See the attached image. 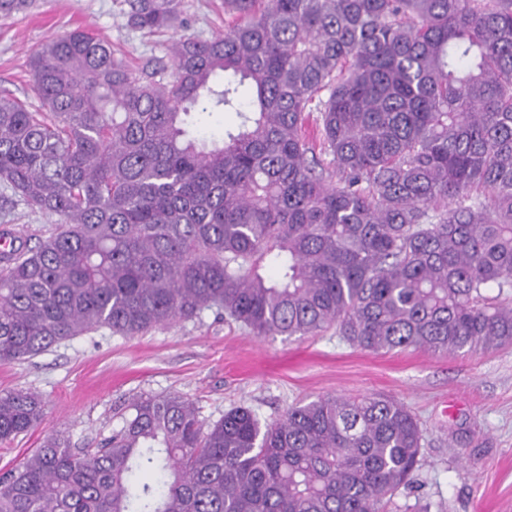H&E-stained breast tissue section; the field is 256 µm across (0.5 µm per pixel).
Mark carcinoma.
I'll list each match as a JSON object with an SVG mask.
<instances>
[{"instance_id": "1", "label": "carcinoma", "mask_w": 512, "mask_h": 512, "mask_svg": "<svg viewBox=\"0 0 512 512\" xmlns=\"http://www.w3.org/2000/svg\"><path fill=\"white\" fill-rule=\"evenodd\" d=\"M122 5L133 31L182 24L183 0ZM35 7L0 0V18ZM224 13V33L169 44V67L66 31L28 58L41 110L0 95L4 201L55 224L0 252V362L206 310L256 337L334 327L371 352L511 346L512 0ZM199 105L237 114L222 142L197 137ZM43 421L37 394L0 392L1 442ZM422 440L379 393L265 425L246 407L207 425L183 397L147 394L94 451L47 437L0 475V512H381Z\"/></svg>"}]
</instances>
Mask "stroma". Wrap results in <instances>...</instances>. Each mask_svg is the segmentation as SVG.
I'll use <instances>...</instances> for the list:
<instances>
[{"instance_id":"stroma-1","label":"stroma","mask_w":512,"mask_h":512,"mask_svg":"<svg viewBox=\"0 0 512 512\" xmlns=\"http://www.w3.org/2000/svg\"><path fill=\"white\" fill-rule=\"evenodd\" d=\"M192 33L224 29V0H184ZM83 28L111 41L130 62L165 58L172 29L147 36L127 28L121 0H38L30 13L0 19V92L29 103L27 60L56 34ZM0 223L30 241L47 236L45 215L24 203L0 207ZM29 390L44 402L42 425L0 444V471L18 465L51 431L76 448H96L119 429L143 394H177L213 423L231 408L261 421L329 393L391 396L424 431V464L411 488L383 512H512V346L479 355L407 349L374 353L335 331L260 339L215 312L124 337L103 328L24 361L0 363V391Z\"/></svg>"}]
</instances>
